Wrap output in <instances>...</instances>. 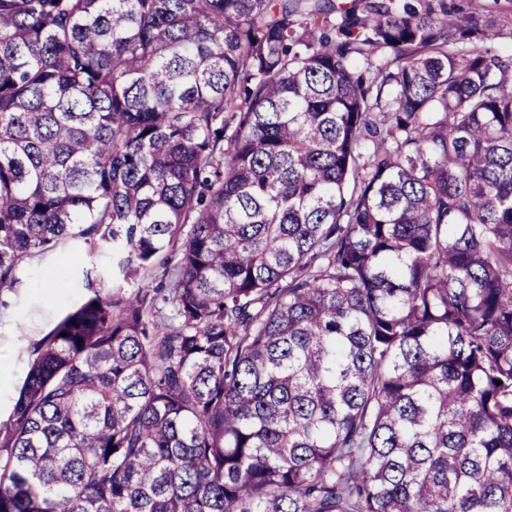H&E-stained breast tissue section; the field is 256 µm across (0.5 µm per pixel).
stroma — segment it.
<instances>
[{
	"label": "stroma",
	"mask_w": 512,
	"mask_h": 512,
	"mask_svg": "<svg viewBox=\"0 0 512 512\" xmlns=\"http://www.w3.org/2000/svg\"><path fill=\"white\" fill-rule=\"evenodd\" d=\"M449 15L465 11L492 19L502 34L488 47L512 54V0H445ZM97 267L98 289L88 288L85 271ZM112 291V264L93 255L89 245L71 243L37 258L25 269L23 283L0 292V353H7L18 377H25L39 340L69 311Z\"/></svg>",
	"instance_id": "1"
}]
</instances>
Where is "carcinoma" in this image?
Wrapping results in <instances>:
<instances>
[{"label":"carcinoma","mask_w":512,"mask_h":512,"mask_svg":"<svg viewBox=\"0 0 512 512\" xmlns=\"http://www.w3.org/2000/svg\"><path fill=\"white\" fill-rule=\"evenodd\" d=\"M332 14L0 0V289L78 240L117 288L36 346L0 512H512V55Z\"/></svg>","instance_id":"cac0c4a2"}]
</instances>
